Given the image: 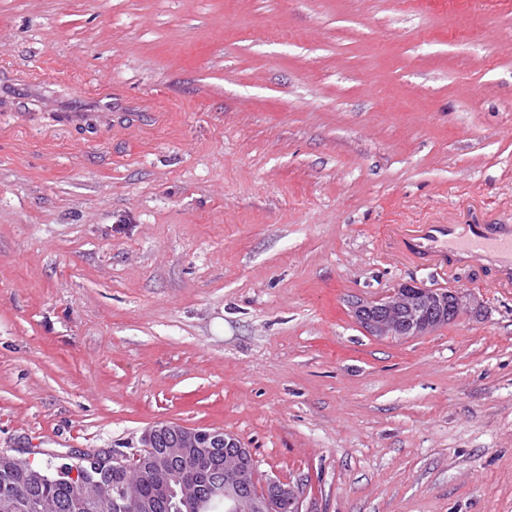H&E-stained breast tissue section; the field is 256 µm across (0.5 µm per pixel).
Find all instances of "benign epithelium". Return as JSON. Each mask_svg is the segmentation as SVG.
<instances>
[{
  "instance_id": "benign-epithelium-1",
  "label": "benign epithelium",
  "mask_w": 512,
  "mask_h": 512,
  "mask_svg": "<svg viewBox=\"0 0 512 512\" xmlns=\"http://www.w3.org/2000/svg\"><path fill=\"white\" fill-rule=\"evenodd\" d=\"M466 295L462 288L446 290L403 282L376 300L354 304L352 312L371 336H429L448 323L449 313L459 310ZM132 462L146 470L153 482L149 499L140 497L135 487L122 485L124 501L134 512H156L158 502L171 512H203L207 491L224 496L226 512H281L284 504L292 512H305L300 481L287 484L269 478L262 489L254 490L255 457L231 432L158 421L143 436ZM54 471L71 490L69 512H91L96 504L92 492L112 491L104 475L105 461L96 454H83Z\"/></svg>"
}]
</instances>
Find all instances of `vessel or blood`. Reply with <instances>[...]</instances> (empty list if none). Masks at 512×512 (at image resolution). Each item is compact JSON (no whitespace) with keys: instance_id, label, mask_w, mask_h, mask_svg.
<instances>
[{"instance_id":"b4317fda","label":"vessel or blood","mask_w":512,"mask_h":512,"mask_svg":"<svg viewBox=\"0 0 512 512\" xmlns=\"http://www.w3.org/2000/svg\"><path fill=\"white\" fill-rule=\"evenodd\" d=\"M404 246L411 255L426 261L489 264L504 279L512 280V226L508 224H422Z\"/></svg>"}]
</instances>
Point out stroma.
Returning a JSON list of instances; mask_svg holds the SVG:
<instances>
[{
    "mask_svg": "<svg viewBox=\"0 0 512 512\" xmlns=\"http://www.w3.org/2000/svg\"><path fill=\"white\" fill-rule=\"evenodd\" d=\"M97 114V127L79 113ZM512 0H0V451L237 435L306 512H512ZM479 304L429 336L351 313ZM404 246L411 255L426 261L493 265L506 282L512 280L510 224H419L417 233ZM466 295L462 288L446 290L429 288L414 281L403 282L381 298L357 302L352 312L371 336L391 339L429 336L448 323L453 307L458 315Z\"/></svg>",
    "mask_w": 512,
    "mask_h": 512,
    "instance_id": "35a3bbf8",
    "label": "stroma"
}]
</instances>
